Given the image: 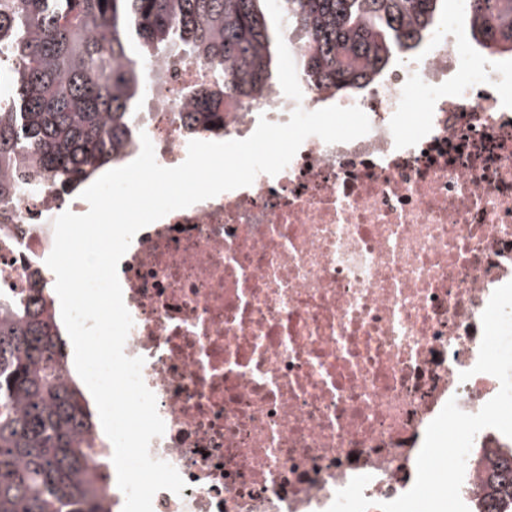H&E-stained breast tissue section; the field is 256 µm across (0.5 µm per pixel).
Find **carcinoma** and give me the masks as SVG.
Here are the masks:
<instances>
[{
  "instance_id": "carcinoma-1",
  "label": "carcinoma",
  "mask_w": 512,
  "mask_h": 512,
  "mask_svg": "<svg viewBox=\"0 0 512 512\" xmlns=\"http://www.w3.org/2000/svg\"><path fill=\"white\" fill-rule=\"evenodd\" d=\"M470 36L512 56V0H462ZM308 83L336 95L376 82L436 30L448 0H280ZM265 0H0V206L72 195L137 148L143 57L182 55L213 79L184 91L189 123L224 136V114L275 84ZM50 287L0 300V512H108L85 438L94 426L68 363ZM479 503L512 486L468 488Z\"/></svg>"
}]
</instances>
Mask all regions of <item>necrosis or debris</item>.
I'll list each match as a JSON object with an SVG mask.
<instances>
[{
    "label": "necrosis or debris",
    "mask_w": 512,
    "mask_h": 512,
    "mask_svg": "<svg viewBox=\"0 0 512 512\" xmlns=\"http://www.w3.org/2000/svg\"><path fill=\"white\" fill-rule=\"evenodd\" d=\"M455 26L365 92L275 86L224 117L226 137L295 107L358 106L369 132L305 139L277 175L170 212L118 267L133 319L124 352L165 423L150 453L181 493L153 512H326L370 475L388 502L413 484L429 423L449 399L478 412L500 389L473 373L481 316L512 281V61L475 68ZM139 129L159 165L187 157L183 89L208 66L148 57ZM422 114L416 131L404 115ZM80 196L22 195L0 210V295L45 263L53 222ZM471 371L461 380L463 371Z\"/></svg>",
    "instance_id": "1"
}]
</instances>
